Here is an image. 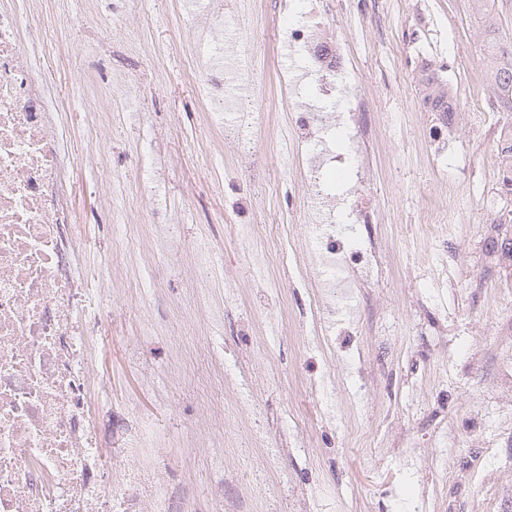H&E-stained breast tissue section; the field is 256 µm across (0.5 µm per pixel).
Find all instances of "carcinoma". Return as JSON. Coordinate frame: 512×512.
Instances as JSON below:
<instances>
[{
	"mask_svg": "<svg viewBox=\"0 0 512 512\" xmlns=\"http://www.w3.org/2000/svg\"><path fill=\"white\" fill-rule=\"evenodd\" d=\"M483 28V54L481 61L491 70L490 84L496 91L499 107L512 112V42L504 40L501 32V17L494 9L493 0H471ZM438 79L429 69L422 70L420 83L425 86L423 102L430 112L448 111L452 98L445 91L436 90L433 85Z\"/></svg>",
	"mask_w": 512,
	"mask_h": 512,
	"instance_id": "obj_1",
	"label": "carcinoma"
}]
</instances>
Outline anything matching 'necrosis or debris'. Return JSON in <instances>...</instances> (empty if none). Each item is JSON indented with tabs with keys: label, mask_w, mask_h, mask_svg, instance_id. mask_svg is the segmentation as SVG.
<instances>
[{
	"label": "necrosis or debris",
	"mask_w": 512,
	"mask_h": 512,
	"mask_svg": "<svg viewBox=\"0 0 512 512\" xmlns=\"http://www.w3.org/2000/svg\"><path fill=\"white\" fill-rule=\"evenodd\" d=\"M284 9L286 39L308 67L306 85L283 80L301 100L294 124L311 138L341 128L360 157L350 177L365 185L364 158L379 141L364 95L344 92L349 50L319 44L297 0ZM29 27L27 7L0 8V512H190L184 498L160 493L156 464L119 467L98 441L92 314L73 286L78 241L60 208L57 135L29 77ZM498 110L496 99L472 101L509 164L500 188L512 191V125L495 123Z\"/></svg>",
	"instance_id": "4bbe7bcc"
}]
</instances>
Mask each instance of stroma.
<instances>
[{
    "instance_id": "35a3bbf8",
    "label": "stroma",
    "mask_w": 512,
    "mask_h": 512,
    "mask_svg": "<svg viewBox=\"0 0 512 512\" xmlns=\"http://www.w3.org/2000/svg\"><path fill=\"white\" fill-rule=\"evenodd\" d=\"M283 2L98 0L104 28L85 0H56L31 21L48 38L30 71L66 163L74 273L99 318L100 444L139 422L162 490L194 512H512V194L467 117L473 74L453 66L479 59L478 23L452 0H318V36L349 44L382 140L361 194L394 206L348 230L381 256L357 285L315 252L317 202L288 172ZM233 41L266 125L202 100ZM426 66L464 116L455 173L420 148ZM91 82L121 110L96 119ZM450 199L459 236L420 244L424 211Z\"/></svg>"
}]
</instances>
